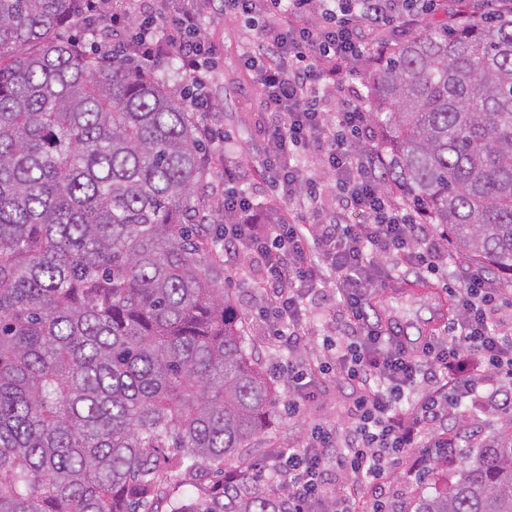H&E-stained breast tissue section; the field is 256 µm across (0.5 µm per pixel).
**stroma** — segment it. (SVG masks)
<instances>
[{"mask_svg": "<svg viewBox=\"0 0 512 512\" xmlns=\"http://www.w3.org/2000/svg\"><path fill=\"white\" fill-rule=\"evenodd\" d=\"M201 33L213 45L217 64L210 83L214 107L201 113V123L216 132L227 133L235 155L248 158L257 145L256 122L263 110V99L251 72L244 66V57L259 54L261 42L249 26L216 11L205 18ZM224 275L232 280L231 294L242 314L251 358L271 381L277 406L266 432L240 449L236 463L226 465L223 476L183 471L169 477L168 490L174 497L185 493L195 498L211 495L223 478L235 476L236 464L240 461L268 468L281 450L304 442L310 424L318 421L346 423L357 397L356 391L332 374L317 383L314 399L302 402L298 415H290L288 377L276 370L277 364L287 362L288 353L270 336L269 323L259 313L260 297L251 286L259 275V268L253 264L237 273L228 267ZM461 466L462 458L458 455L439 460L427 467L426 477L420 482L404 481L401 468H394L390 480L401 491L397 512H409L419 494H431L450 485Z\"/></svg>", "mask_w": 512, "mask_h": 512, "instance_id": "1", "label": "stroma"}]
</instances>
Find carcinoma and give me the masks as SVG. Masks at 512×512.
Returning <instances> with one entry per match:
<instances>
[{
    "label": "carcinoma",
    "mask_w": 512,
    "mask_h": 512,
    "mask_svg": "<svg viewBox=\"0 0 512 512\" xmlns=\"http://www.w3.org/2000/svg\"><path fill=\"white\" fill-rule=\"evenodd\" d=\"M74 0H0V512H286L224 473L276 408L224 287L200 124L133 62L86 52ZM388 177L452 249L512 276V10L421 20L370 81ZM413 512H512V414ZM222 480V476L205 472L182 471L178 474L173 473L167 481L169 496L179 497L183 493H187L194 498L207 497L215 491Z\"/></svg>",
    "instance_id": "cac0c4a2"
}]
</instances>
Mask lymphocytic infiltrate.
Segmentation results:
<instances>
[{
    "instance_id": "1",
    "label": "lymphocytic infiltrate",
    "mask_w": 512,
    "mask_h": 512,
    "mask_svg": "<svg viewBox=\"0 0 512 512\" xmlns=\"http://www.w3.org/2000/svg\"><path fill=\"white\" fill-rule=\"evenodd\" d=\"M440 0H222L225 14L252 25L264 47L248 58L262 90L258 146L249 163L224 159V227L227 261L255 262L261 312L289 352L306 347L310 305L334 295L335 339L327 356L289 365L290 412L319 378L334 372L359 389L354 420L346 429L321 422L305 443L282 451L273 468L288 512H388V479L406 464L416 477L424 464L458 447L456 415L463 405L512 402V326L503 319L512 299L492 277L460 264L448 237L428 220L424 206L405 199L388 178L377 149L379 130L363 97L336 104L331 82L338 71L382 57L383 33L405 32L416 18L436 12ZM213 0H179L160 14L145 0L144 18L131 26L112 0H76L77 12L97 18L106 38L152 66L178 54L193 82L192 111L211 107L212 49L200 34ZM316 148L325 180L304 170L301 153ZM281 199L299 208L267 222L248 181V170ZM349 211L365 224H348ZM452 281L456 314L442 334L407 341L399 325L382 322L371 295L399 279Z\"/></svg>"
}]
</instances>
